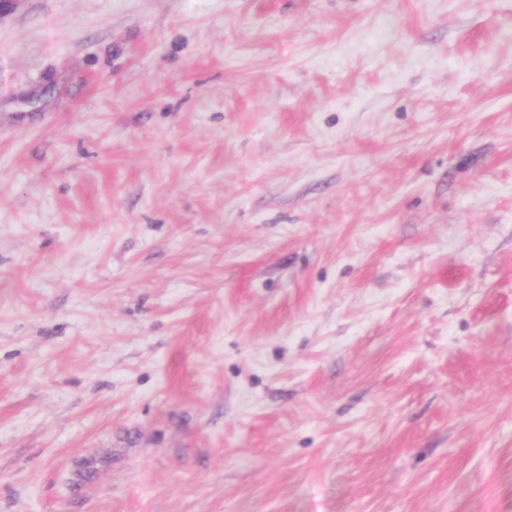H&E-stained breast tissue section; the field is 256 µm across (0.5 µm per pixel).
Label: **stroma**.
Returning <instances> with one entry per match:
<instances>
[{
	"label": "stroma",
	"mask_w": 512,
	"mask_h": 512,
	"mask_svg": "<svg viewBox=\"0 0 512 512\" xmlns=\"http://www.w3.org/2000/svg\"><path fill=\"white\" fill-rule=\"evenodd\" d=\"M0 512H512V0L1 15Z\"/></svg>",
	"instance_id": "obj_1"
}]
</instances>
